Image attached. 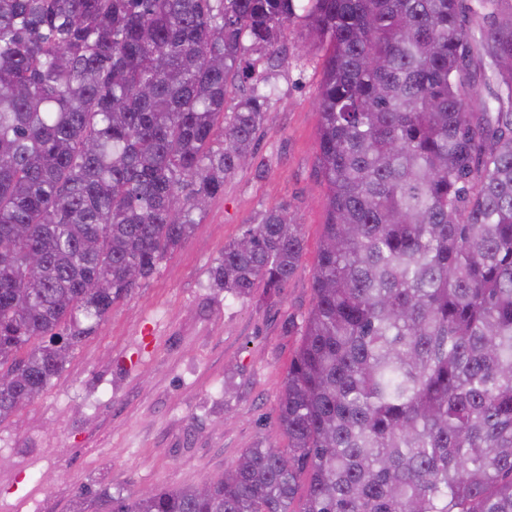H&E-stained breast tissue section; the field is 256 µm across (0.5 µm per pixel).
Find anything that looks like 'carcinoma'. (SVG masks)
<instances>
[{"instance_id":"cac0c4a2","label":"carcinoma","mask_w":512,"mask_h":512,"mask_svg":"<svg viewBox=\"0 0 512 512\" xmlns=\"http://www.w3.org/2000/svg\"><path fill=\"white\" fill-rule=\"evenodd\" d=\"M297 17L327 195L288 447L106 512H512V0H0V423L250 165L274 86L245 57L278 67ZM303 251L272 208L210 281L271 298Z\"/></svg>"}]
</instances>
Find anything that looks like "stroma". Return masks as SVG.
Masks as SVG:
<instances>
[{"instance_id": "stroma-1", "label": "stroma", "mask_w": 512, "mask_h": 512, "mask_svg": "<svg viewBox=\"0 0 512 512\" xmlns=\"http://www.w3.org/2000/svg\"><path fill=\"white\" fill-rule=\"evenodd\" d=\"M283 62L252 167L195 214L182 246L113 306L32 404L0 423V512H70L86 491L177 489L216 480L245 449L287 447L277 414L326 220L318 174L317 93L323 54L302 20L280 41ZM287 207L304 235L298 270L278 297L224 296L208 271L261 212Z\"/></svg>"}]
</instances>
